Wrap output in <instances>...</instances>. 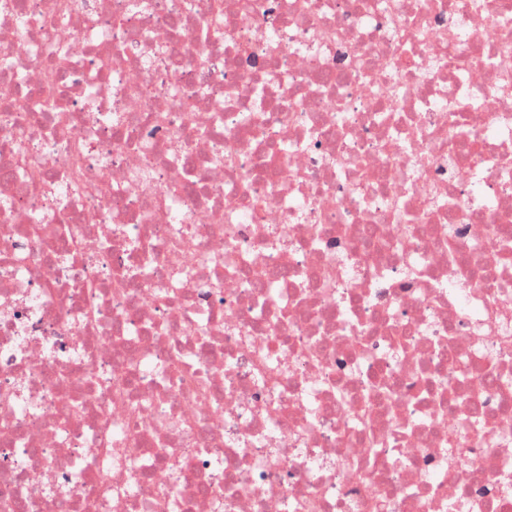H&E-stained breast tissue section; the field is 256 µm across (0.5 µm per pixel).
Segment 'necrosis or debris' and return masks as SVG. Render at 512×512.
<instances>
[{
  "instance_id": "obj_1",
  "label": "necrosis or debris",
  "mask_w": 512,
  "mask_h": 512,
  "mask_svg": "<svg viewBox=\"0 0 512 512\" xmlns=\"http://www.w3.org/2000/svg\"><path fill=\"white\" fill-rule=\"evenodd\" d=\"M54 2L0 0V512H512V0Z\"/></svg>"
}]
</instances>
